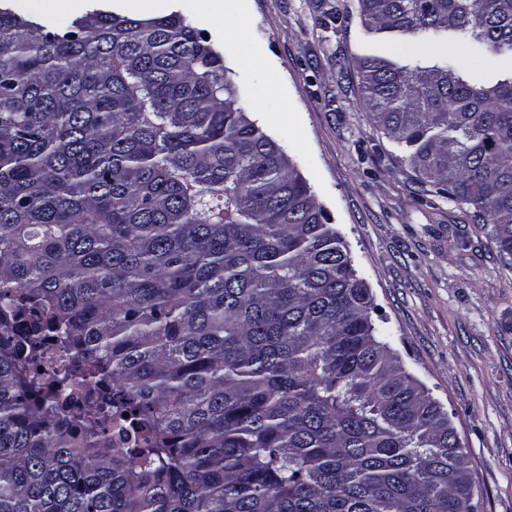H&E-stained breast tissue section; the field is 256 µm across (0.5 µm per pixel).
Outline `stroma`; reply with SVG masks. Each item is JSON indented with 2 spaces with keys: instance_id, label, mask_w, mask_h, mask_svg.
I'll return each instance as SVG.
<instances>
[{
  "instance_id": "35a3bbf8",
  "label": "stroma",
  "mask_w": 512,
  "mask_h": 512,
  "mask_svg": "<svg viewBox=\"0 0 512 512\" xmlns=\"http://www.w3.org/2000/svg\"><path fill=\"white\" fill-rule=\"evenodd\" d=\"M225 26L165 0L224 58L249 117L284 150L345 241L379 338L448 414L467 454L477 512H512V261L467 207L425 191L361 104L355 60L428 66L450 58L477 84L512 73L502 56L368 33L357 0H224ZM245 20L264 65L230 46ZM288 106L285 117L276 114Z\"/></svg>"
}]
</instances>
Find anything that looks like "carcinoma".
Listing matches in <instances>:
<instances>
[{"label": "carcinoma", "mask_w": 512, "mask_h": 512, "mask_svg": "<svg viewBox=\"0 0 512 512\" xmlns=\"http://www.w3.org/2000/svg\"><path fill=\"white\" fill-rule=\"evenodd\" d=\"M366 31L512 53V0H357ZM421 178L512 259V77L357 60ZM185 17L0 9V512H475L448 414ZM112 372L64 417L38 337ZM129 417H124V414ZM120 421L125 448H85Z\"/></svg>", "instance_id": "cac0c4a2"}]
</instances>
